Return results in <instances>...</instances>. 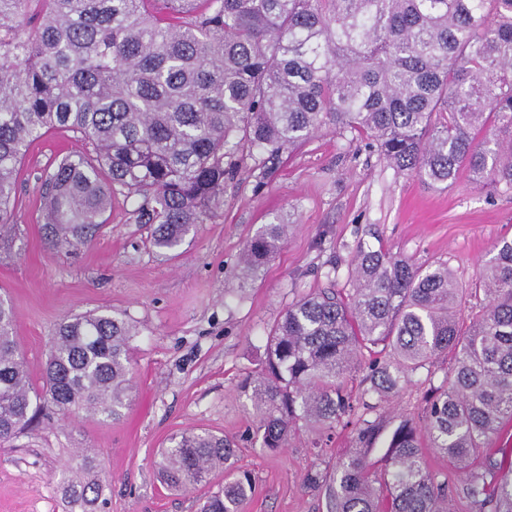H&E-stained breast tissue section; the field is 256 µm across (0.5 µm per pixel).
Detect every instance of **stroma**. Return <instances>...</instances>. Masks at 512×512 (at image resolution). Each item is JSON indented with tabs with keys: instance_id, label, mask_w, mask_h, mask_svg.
<instances>
[{
	"instance_id": "stroma-1",
	"label": "stroma",
	"mask_w": 512,
	"mask_h": 512,
	"mask_svg": "<svg viewBox=\"0 0 512 512\" xmlns=\"http://www.w3.org/2000/svg\"><path fill=\"white\" fill-rule=\"evenodd\" d=\"M68 131L29 149L19 171L16 225L0 241V297L14 309L13 333L33 383H40L57 324L99 310L133 321L134 388L120 419L82 414L35 426L20 447L0 450V512H64L57 482L73 449H95L106 481V512H199L224 480L188 491L163 487L154 462L172 436L206 429L237 444L235 464L253 489L244 512H324L305 482L350 451V430L313 447L302 426L276 453L252 440V402L241 381L256 369L270 328L299 297L349 283L358 241L418 265L448 263L470 284L501 239H512V192L493 193L460 175L449 188L388 166L366 137L324 130L284 154L272 173L249 163L224 194L222 217L198 225L177 258L144 245L134 200L117 197L107 223L78 253L50 249L38 221L40 176L81 150ZM281 218V248L254 277L238 271L244 242ZM453 358L419 369L383 403L391 415L420 413L429 384Z\"/></svg>"
}]
</instances>
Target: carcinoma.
<instances>
[{
	"instance_id": "1",
	"label": "carcinoma",
	"mask_w": 512,
	"mask_h": 512,
	"mask_svg": "<svg viewBox=\"0 0 512 512\" xmlns=\"http://www.w3.org/2000/svg\"><path fill=\"white\" fill-rule=\"evenodd\" d=\"M332 129L370 138L389 166L435 186L463 173L512 191V0H0V233L15 223L17 174L54 131L85 150L40 177L45 238L88 245L112 199L135 198L150 246L176 254L221 216L224 188L249 159ZM284 225L247 239L241 274L275 256ZM350 288L301 297L271 327L250 393L262 449L288 446L299 421L354 427L355 446L317 471L327 512H512V473L492 456L512 421V241L502 240L471 288L485 295L464 322L453 269H426L358 243ZM0 297V447L38 411L122 416L132 389L131 321L108 313L62 321L34 385ZM453 356L420 415L385 418L382 398ZM359 382L356 412L347 383ZM386 448L370 459L377 445ZM425 448L448 460L430 469ZM232 441L181 434L158 462L163 485L187 490L217 470L224 484L201 512H242L253 480L233 468ZM68 512H104L97 456L76 450L59 482Z\"/></svg>"
}]
</instances>
